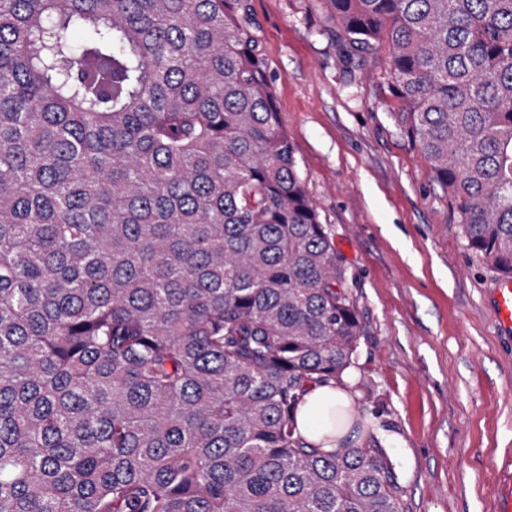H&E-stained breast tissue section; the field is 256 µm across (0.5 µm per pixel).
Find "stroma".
I'll return each mask as SVG.
<instances>
[{"label":"stroma","instance_id":"stroma-1","mask_svg":"<svg viewBox=\"0 0 512 512\" xmlns=\"http://www.w3.org/2000/svg\"><path fill=\"white\" fill-rule=\"evenodd\" d=\"M251 18L307 192L354 277L355 409L408 512H495L489 486L512 454V339L487 303L498 275L394 120L386 49L347 55L324 0H251Z\"/></svg>","mask_w":512,"mask_h":512}]
</instances>
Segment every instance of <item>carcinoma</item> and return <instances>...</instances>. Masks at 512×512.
Instances as JSON below:
<instances>
[{"label":"carcinoma","instance_id":"cac0c4a2","mask_svg":"<svg viewBox=\"0 0 512 512\" xmlns=\"http://www.w3.org/2000/svg\"><path fill=\"white\" fill-rule=\"evenodd\" d=\"M326 7L512 277V0ZM352 287L250 0H0V512H407L386 449L296 428Z\"/></svg>","mask_w":512,"mask_h":512}]
</instances>
